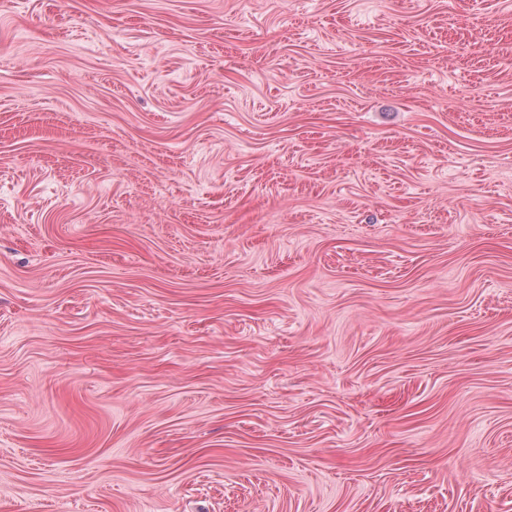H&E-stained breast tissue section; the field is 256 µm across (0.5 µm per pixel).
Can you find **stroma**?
Returning a JSON list of instances; mask_svg holds the SVG:
<instances>
[{"mask_svg":"<svg viewBox=\"0 0 512 512\" xmlns=\"http://www.w3.org/2000/svg\"><path fill=\"white\" fill-rule=\"evenodd\" d=\"M0 512H512V0H0Z\"/></svg>","mask_w":512,"mask_h":512,"instance_id":"35a3bbf8","label":"stroma"}]
</instances>
